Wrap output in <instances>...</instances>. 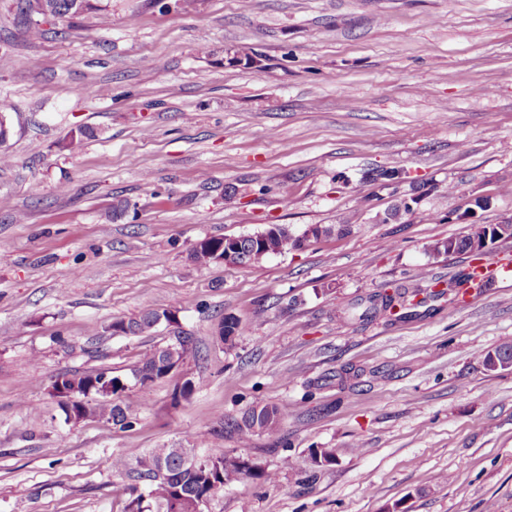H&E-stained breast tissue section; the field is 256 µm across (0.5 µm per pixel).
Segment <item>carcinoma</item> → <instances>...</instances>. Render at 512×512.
<instances>
[{"label": "carcinoma", "mask_w": 512, "mask_h": 512, "mask_svg": "<svg viewBox=\"0 0 512 512\" xmlns=\"http://www.w3.org/2000/svg\"><path fill=\"white\" fill-rule=\"evenodd\" d=\"M70 0H21L18 3L20 13L24 15L27 33L30 38L37 39L42 35L41 25L47 19L67 20L74 17L69 11ZM489 224H471L464 234L454 238L456 242L454 253L474 254V246L487 234ZM242 248L251 254V260L259 261L270 254H281L297 249V238L286 225H278V231L266 236L261 241L241 239ZM224 247V238H205L201 247H193L190 258L200 264L208 265L214 262L216 250ZM478 281L477 290L481 291L490 286V281L483 275H478L476 269L460 272L450 284L457 294H466L464 284ZM422 293L420 285L400 286L392 289V294L380 291L369 299L370 306L365 314H373L378 310L388 311L394 307L401 309ZM171 325L177 322L171 309L148 310L129 319L116 318L104 326L94 325L90 332L93 336H102L109 329H115L125 336H137L149 332L158 325V320ZM224 321V345L231 348L236 340L247 331L239 319L226 316ZM198 350L193 337L179 346L175 353H167L162 347L153 348L146 353L131 369V376L139 378L140 386L146 388L157 380L166 378L170 368L185 366L196 359ZM61 376L68 383L77 386L81 391H89L94 398L93 416L118 422L121 427L133 425L127 409L114 402V399L125 390L121 376L112 374L109 369L90 371H64ZM284 413L268 403L258 402L250 407L241 420L226 423V429L239 436L242 444L251 441L252 436L262 432H273L280 427ZM220 468L216 470H191L177 463V459L165 448H152L136 459L135 464L122 455L112 457V472L126 475L135 481L131 486L132 500L129 512H197V504L202 499H209L224 486L242 479L262 480L266 483L277 481V474L265 470L255 461L243 466L245 456L224 452L215 448L209 452ZM166 467L172 477L160 475V467Z\"/></svg>", "instance_id": "obj_1"}]
</instances>
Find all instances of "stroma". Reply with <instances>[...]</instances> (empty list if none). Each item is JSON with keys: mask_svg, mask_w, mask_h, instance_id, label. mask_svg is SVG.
<instances>
[{"mask_svg": "<svg viewBox=\"0 0 512 512\" xmlns=\"http://www.w3.org/2000/svg\"><path fill=\"white\" fill-rule=\"evenodd\" d=\"M98 2L107 26L52 20L33 40L0 0V512H126L113 456L194 446L279 474L204 512H512V371L480 362L512 343V283L365 313L384 285L470 266L436 241L512 218V0ZM271 224L352 231L245 265L190 258ZM170 308L174 327L89 331ZM229 315L250 327L231 349ZM177 329L200 360L135 384ZM100 368L125 378L132 427L67 421L49 391ZM258 401L287 411L277 431L219 434ZM316 448L334 462L313 466ZM198 245H201V248H198ZM198 245L193 247L190 253V258L200 265H208L214 262L213 256L215 251L224 247V237L205 238L201 240V242L198 243Z\"/></svg>", "mask_w": 512, "mask_h": 512, "instance_id": "35a3bbf8", "label": "stroma"}]
</instances>
